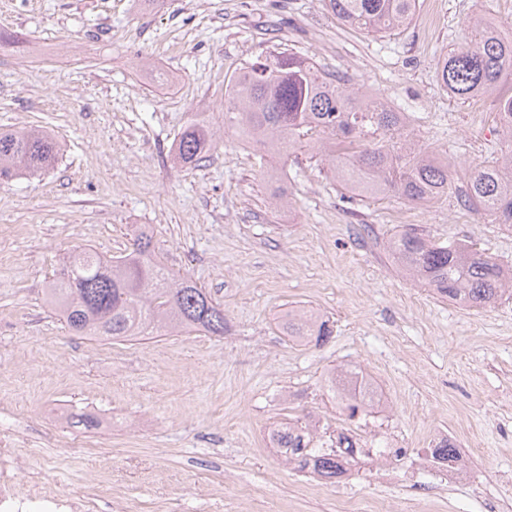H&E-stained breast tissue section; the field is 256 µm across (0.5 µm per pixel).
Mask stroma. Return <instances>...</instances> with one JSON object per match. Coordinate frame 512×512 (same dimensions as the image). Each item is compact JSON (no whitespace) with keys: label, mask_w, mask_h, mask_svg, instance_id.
I'll use <instances>...</instances> for the list:
<instances>
[{"label":"stroma","mask_w":512,"mask_h":512,"mask_svg":"<svg viewBox=\"0 0 512 512\" xmlns=\"http://www.w3.org/2000/svg\"><path fill=\"white\" fill-rule=\"evenodd\" d=\"M512 20V0H419L410 25L372 38L324 0H0V126L54 132L62 156L0 184V430L25 437L29 471L94 512H336V485L307 490L265 438L287 416L315 435L356 434L323 385L369 373L386 400L380 434L421 447L446 428L476 451L480 493L512 501V298L443 301L399 270L386 243L415 224L512 265V232L464 203L470 165L499 156L494 104L452 99L439 58L477 15ZM293 52L405 113L404 139L447 159L452 192L420 206L343 191L306 150L271 165L224 129V90L259 58ZM171 81H153L156 70ZM222 137L198 167L172 143L196 113ZM176 275L224 309V335L160 332L138 342L68 331L44 289L79 246L124 252L139 228ZM329 317L322 344L279 327L289 310ZM364 469L355 488L392 512L406 497Z\"/></svg>","instance_id":"1"}]
</instances>
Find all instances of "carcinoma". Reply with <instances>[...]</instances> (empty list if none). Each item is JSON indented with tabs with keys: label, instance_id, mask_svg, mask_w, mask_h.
<instances>
[{
	"label": "carcinoma",
	"instance_id": "carcinoma-1",
	"mask_svg": "<svg viewBox=\"0 0 512 512\" xmlns=\"http://www.w3.org/2000/svg\"><path fill=\"white\" fill-rule=\"evenodd\" d=\"M343 24L376 37L409 25L418 0H325ZM441 86L456 100L494 99L496 111L512 118V40L482 18L470 22L469 40L448 50L438 63ZM405 114L340 75L294 53L259 59L234 76L224 95V128L267 156H290L314 146L333 179L355 196L391 194L414 204L448 199V166L401 139ZM500 157L466 173L468 206L512 231V121L499 126ZM218 145L205 120H192L171 149L174 165L196 166ZM57 137L39 127L0 128V183L36 176L58 162ZM142 230L131 250L107 260L86 247L65 262L45 288L47 303L68 329L80 336L139 340L163 329L224 335V308L192 280L170 274L150 250ZM398 266L442 300L488 307L512 293V267H503L473 244L450 247L408 227L388 242ZM286 333L307 343L331 336L328 321L312 311H289ZM277 445L299 469L311 467L334 477V454H319L310 435L292 424L274 432Z\"/></svg>",
	"mask_w": 512,
	"mask_h": 512
}]
</instances>
